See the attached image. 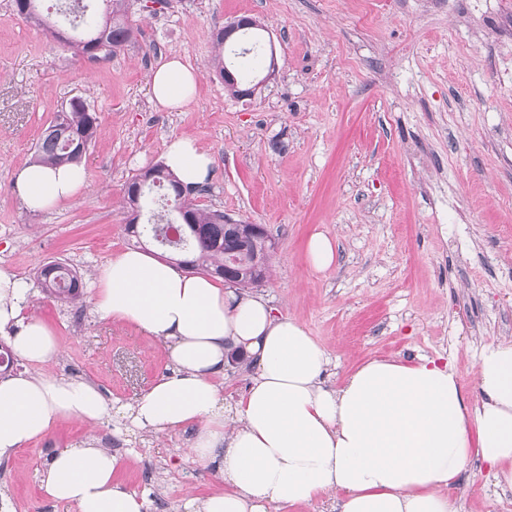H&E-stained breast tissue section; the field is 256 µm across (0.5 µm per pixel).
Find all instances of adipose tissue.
<instances>
[{"label":"adipose tissue","mask_w":512,"mask_h":512,"mask_svg":"<svg viewBox=\"0 0 512 512\" xmlns=\"http://www.w3.org/2000/svg\"><path fill=\"white\" fill-rule=\"evenodd\" d=\"M196 90L197 76L179 55L152 75L158 109H183ZM164 161L187 186L201 184L212 166L210 154L182 136L168 142ZM87 187L69 166L31 164L15 178L31 211L53 210ZM26 291L0 268V335L30 367L0 382V459L60 419L112 418L140 432L196 427L188 454L214 467L224 489L189 499L186 512H286L329 494L338 512H456L443 489L474 454L512 485V342L479 352L475 405L451 365L425 357L373 359L331 387L322 381L325 350L299 321L274 315L263 295L126 250L98 268L94 307L163 339L172 370L134 403L111 404L93 383L41 375L61 347L49 327L25 315ZM235 349L252 373L228 402L224 365ZM120 465L90 438L52 453L42 487L69 512H146L144 497L114 481Z\"/></svg>","instance_id":"1"}]
</instances>
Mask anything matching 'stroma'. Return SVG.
I'll list each match as a JSON object with an SVG mask.
<instances>
[{
	"instance_id": "1",
	"label": "stroma",
	"mask_w": 512,
	"mask_h": 512,
	"mask_svg": "<svg viewBox=\"0 0 512 512\" xmlns=\"http://www.w3.org/2000/svg\"><path fill=\"white\" fill-rule=\"evenodd\" d=\"M136 39L91 59L0 0V268L29 287L28 311L62 349L47 367L126 402L169 370L162 341L102 317L96 270L129 247L125 185L187 136L213 158L196 204L263 225L275 242L261 292L325 349L331 382L372 358L450 362L469 396L482 346L512 339V0H130ZM248 16L277 68L234 98L211 60L214 31ZM173 53L198 74L184 111L156 108L153 70ZM98 117L81 165L87 190L51 212L25 209L16 171L72 99ZM321 232L336 263L314 270ZM83 275L82 302L45 299L37 272ZM185 428L132 433L59 420L0 460L14 512H66L40 489L55 449L89 436L123 458L116 480L150 512H184L223 480L185 454ZM457 512H512V486L472 456L447 490ZM307 255L313 269L325 270L335 261L334 242L322 233L313 234L308 241Z\"/></svg>"
}]
</instances>
